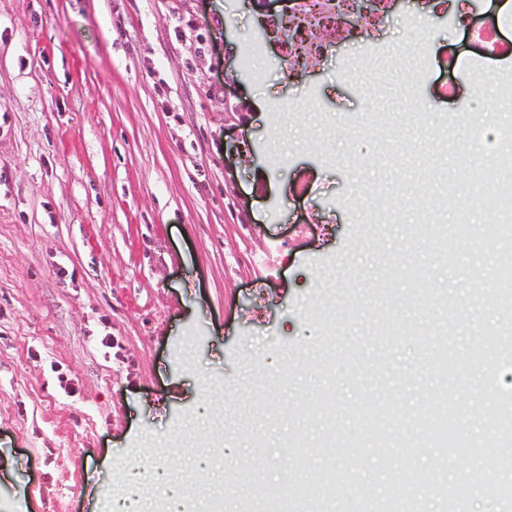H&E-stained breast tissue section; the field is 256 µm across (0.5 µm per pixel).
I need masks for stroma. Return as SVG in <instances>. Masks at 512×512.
Masks as SVG:
<instances>
[{"label":"stroma","instance_id":"1","mask_svg":"<svg viewBox=\"0 0 512 512\" xmlns=\"http://www.w3.org/2000/svg\"><path fill=\"white\" fill-rule=\"evenodd\" d=\"M288 5L0 0V512H101L129 466L182 479L198 453L228 505L251 503L261 457L264 483L284 462L298 493L334 470L336 512L389 494L394 512H512L396 487L404 462L464 483L478 462L453 448L374 452L417 437L439 395L465 442L494 439L512 402V354L478 375L425 360L512 336L484 209L470 201L461 239L446 205L512 126V55L481 58L401 0L385 58L344 42L290 72L281 33L259 32Z\"/></svg>","mask_w":512,"mask_h":512}]
</instances>
